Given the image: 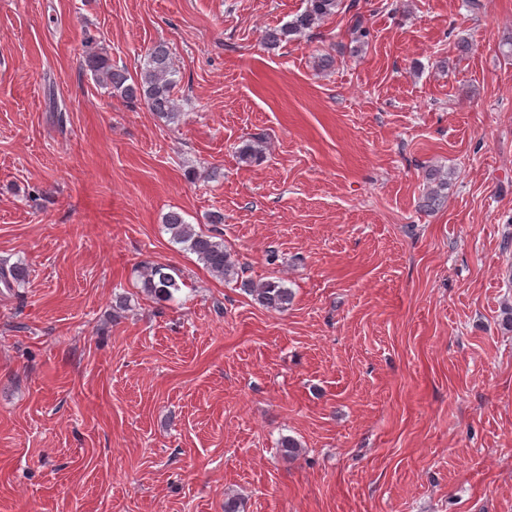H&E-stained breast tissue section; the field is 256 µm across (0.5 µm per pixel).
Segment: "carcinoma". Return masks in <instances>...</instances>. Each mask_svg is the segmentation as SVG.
Here are the masks:
<instances>
[{"instance_id":"carcinoma-1","label":"carcinoma","mask_w":512,"mask_h":512,"mask_svg":"<svg viewBox=\"0 0 512 512\" xmlns=\"http://www.w3.org/2000/svg\"><path fill=\"white\" fill-rule=\"evenodd\" d=\"M344 11L350 13V32L352 41L361 45L369 35L363 13L360 11L359 0H306V6L300 13L280 26L271 28L262 36V45L274 50L282 44L300 40L307 32L313 30L327 17ZM86 51L83 57L84 68L99 81L109 86L111 92L121 97L145 105L150 111L168 122L179 117V110L173 98V90L177 84V70L172 63L168 46L159 42L153 45L146 55L145 66L140 78L130 82L125 73L112 66L109 55L97 48L96 39L92 35L85 38ZM240 162L251 165L261 161L263 150L257 143L243 142L237 150ZM432 186L428 187L424 196L423 207L435 210L441 207L446 199L448 179L440 176V172L428 173ZM163 227L170 234L172 241L183 245L195 254L209 272L224 280L239 279V270L235 255L224 245L223 234L214 230L204 234L195 230L183 216L171 211L165 217ZM25 266L16 262L11 265L0 263V283L11 289L26 281ZM143 290L158 301H170L174 293L181 290L175 275L168 272V267L160 264H146L141 275ZM240 286L253 297L259 305L277 312L288 310L293 294L280 281L255 283L241 280Z\"/></svg>"}]
</instances>
